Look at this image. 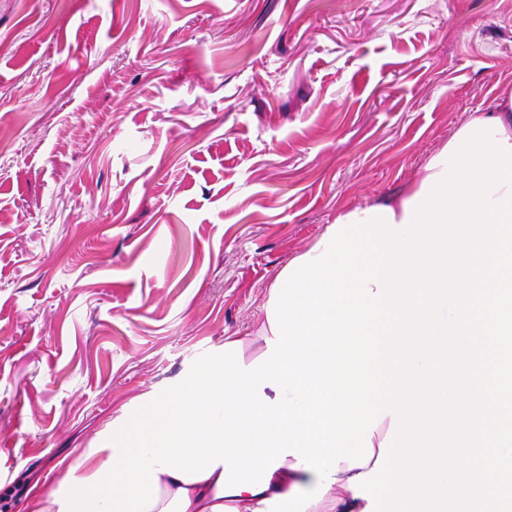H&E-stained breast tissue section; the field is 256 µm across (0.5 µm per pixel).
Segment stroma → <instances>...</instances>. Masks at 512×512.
<instances>
[{
    "label": "stroma",
    "instance_id": "obj_1",
    "mask_svg": "<svg viewBox=\"0 0 512 512\" xmlns=\"http://www.w3.org/2000/svg\"><path fill=\"white\" fill-rule=\"evenodd\" d=\"M507 80L512 0H0L9 512Z\"/></svg>",
    "mask_w": 512,
    "mask_h": 512
}]
</instances>
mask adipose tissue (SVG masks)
<instances>
[{
	"mask_svg": "<svg viewBox=\"0 0 512 512\" xmlns=\"http://www.w3.org/2000/svg\"><path fill=\"white\" fill-rule=\"evenodd\" d=\"M357 469L340 462L336 481L322 500L308 507L306 512H365L366 499L356 496L349 487V478L357 476ZM218 475L199 482H183L169 474H159V501L151 512H257L261 501L277 495L289 494L294 486H312L316 474L299 468L294 456H287L282 466L272 474L267 490L254 494L243 492L234 496H219Z\"/></svg>",
	"mask_w": 512,
	"mask_h": 512,
	"instance_id": "adipose-tissue-1",
	"label": "adipose tissue"
}]
</instances>
